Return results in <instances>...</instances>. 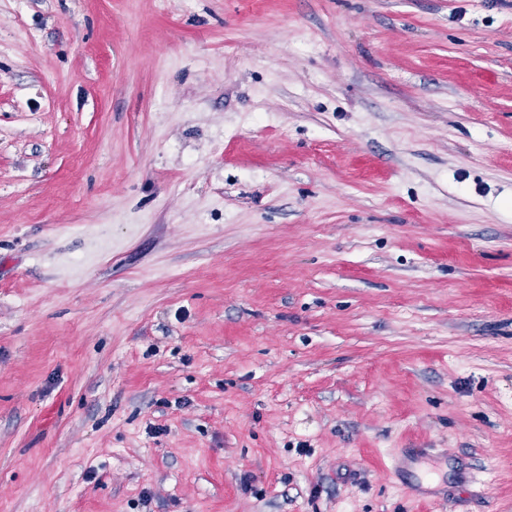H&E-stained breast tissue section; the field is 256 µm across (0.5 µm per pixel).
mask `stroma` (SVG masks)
Instances as JSON below:
<instances>
[{"label":"stroma","mask_w":512,"mask_h":512,"mask_svg":"<svg viewBox=\"0 0 512 512\" xmlns=\"http://www.w3.org/2000/svg\"><path fill=\"white\" fill-rule=\"evenodd\" d=\"M0 512H512V0H0Z\"/></svg>","instance_id":"35a3bbf8"}]
</instances>
